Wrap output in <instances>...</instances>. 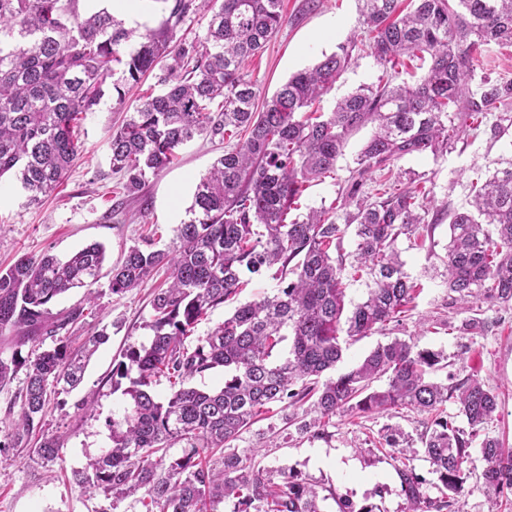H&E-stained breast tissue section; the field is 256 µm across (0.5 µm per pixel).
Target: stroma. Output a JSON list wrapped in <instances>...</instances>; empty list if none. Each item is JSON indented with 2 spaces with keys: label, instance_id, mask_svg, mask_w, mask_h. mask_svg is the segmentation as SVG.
<instances>
[{
  "label": "stroma",
  "instance_id": "stroma-1",
  "mask_svg": "<svg viewBox=\"0 0 512 512\" xmlns=\"http://www.w3.org/2000/svg\"><path fill=\"white\" fill-rule=\"evenodd\" d=\"M317 2V7L310 9L306 0H282L285 21L279 32L245 66L263 96H272L289 76L313 65L322 54L334 52L337 44L358 31V0ZM378 74L373 59L359 55L324 97L322 110L330 111L338 99L376 82ZM155 83V76H148L133 89L124 105H117L107 96L95 112L87 115L77 128L79 159L42 204L27 205L11 178L0 179V268L22 254H53L63 259L88 244H103L107 259L94 286L97 307L85 314L73 336L81 340L103 329L109 333L108 341L90 358L82 384L70 393L52 396L45 409L42 430L59 436L63 445L55 463L42 465L33 460L31 449L10 445L11 421L20 410L17 396L25 386V370H18L13 380L0 388V512H127L129 508L125 502L113 504L101 492L82 490L73 483L71 472L111 444L108 423L121 418L127 406L126 397L112 388V368L129 345L151 339L147 326L149 301L168 272L159 270L139 288L118 296L109 288L110 271L131 246L144 245L148 240L160 249L172 246L175 228L184 217L199 177L224 152L219 142L195 138L149 180L141 198L123 195L121 177L113 173L109 161V137L129 117L139 97L152 92ZM498 119V113H489L479 128L463 131L446 153L407 156L395 164V171L419 178L421 188L434 198L431 212L440 216L431 239L423 245L403 238L397 242L406 271L420 285V294L399 324L345 344L336 369H351L377 343L395 337L420 349L443 352L448 367L437 372V379L453 386L469 376H478L499 396V408L485 430L511 445L512 307L484 300L466 307L455 301L435 275L447 251L448 213L465 207L473 184L483 183L490 171L512 161V126L496 132ZM371 133L368 126L354 133L335 173L307 184L302 197L304 207L342 206L341 193L349 172L355 168L357 154ZM144 200L149 203L145 218L139 214ZM476 313L484 319L486 329L473 336L462 326ZM86 397L95 402L93 413L79 408ZM428 424L427 414L407 410L361 418L340 414L334 418L327 438L313 439L277 418L259 424L260 429L271 426L277 433L276 447L262 449L260 460L268 468L301 472L319 489L332 491V498L323 503L324 512H339L338 504L344 500L357 508L372 504L379 512H408L397 475L399 462L389 453L377 451L375 444L390 425L412 439L413 449H420L419 437ZM464 468L468 480L459 498L460 512H505L500 500L483 488L485 462L479 446H472Z\"/></svg>",
  "mask_w": 512,
  "mask_h": 512
}]
</instances>
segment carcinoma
<instances>
[{"instance_id": "obj_1", "label": "carcinoma", "mask_w": 512, "mask_h": 512, "mask_svg": "<svg viewBox=\"0 0 512 512\" xmlns=\"http://www.w3.org/2000/svg\"><path fill=\"white\" fill-rule=\"evenodd\" d=\"M97 0H0V178L14 177L27 204L53 193L74 166L80 145L76 125L100 105L112 84L118 103L146 73L160 70L158 93L138 101L112 132V171L129 196L161 172L182 146L204 136L231 145L196 183L173 246H132L112 267L110 288L124 294L159 267L170 283L150 300L147 344L131 345L112 369V389L128 407L112 422V446L72 472L84 490L128 498L144 512H323L316 485L298 472L260 466L259 449L236 441L271 414L298 430L328 436L338 414L417 411L430 415L420 435L425 461L437 475L441 496L423 492L415 468H397L401 493L412 512H446L459 496L473 440L498 408L497 395L478 378L449 387L431 379L444 356L393 338L377 344L352 369L332 374L343 356L341 336L373 334L401 315L418 295L404 270L400 237H429L431 198L418 186L377 196L368 175L407 155L448 151L464 127L512 102V82L474 83L473 60L492 42L512 44V0H359L362 46L381 70L377 82L338 101L329 112L312 111L354 61L358 34L338 44L313 67L299 71L257 108L259 88L243 72L284 22L281 0H159L165 16L139 35ZM210 12L202 38L178 35L199 8ZM430 56L414 86L394 83L400 58ZM374 131L347 179L348 205L333 210L298 209L301 188L336 171L348 138L367 125ZM471 209L455 212L441 259L443 283L463 301L471 298L512 306V165L472 189ZM355 249L343 252L349 228ZM105 249L90 244L61 261L22 255L0 268V335L16 350L0 359V388L26 369L21 407L11 421L14 446L39 426L48 393H67L83 380L84 359L107 341L89 336L81 351L61 336L85 308L53 316L49 305L84 288L95 302ZM366 278V298L345 312L346 267ZM275 270L278 285L240 304L204 336L196 327L207 312L235 299L248 272ZM295 279H288V275ZM218 367L222 386L205 390L193 380ZM164 378L170 393L152 386ZM385 380L382 387L373 383ZM127 386H122V381ZM469 425L465 432L448 415L449 400ZM483 436V435H481ZM180 446L177 453L170 452ZM61 441L44 435L32 455L43 464L60 458ZM483 484L495 495H512V446L484 435Z\"/></svg>"}]
</instances>
